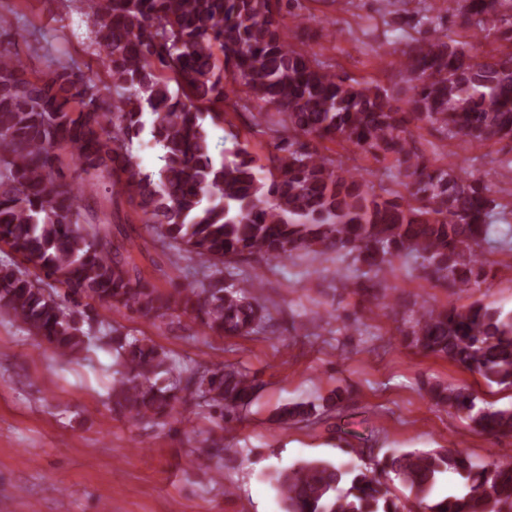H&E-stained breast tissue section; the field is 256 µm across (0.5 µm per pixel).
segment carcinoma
Instances as JSON below:
<instances>
[{
  "instance_id": "carcinoma-1",
  "label": "carcinoma",
  "mask_w": 512,
  "mask_h": 512,
  "mask_svg": "<svg viewBox=\"0 0 512 512\" xmlns=\"http://www.w3.org/2000/svg\"><path fill=\"white\" fill-rule=\"evenodd\" d=\"M282 0H84L93 17L103 75L68 62L32 74L19 49H0V314L20 322L61 357L86 349L90 302L162 321L180 305L211 333L248 336L269 314L256 280L224 284V264L259 254L346 255L373 277L393 257L413 253L438 280L481 282L473 245L490 231L492 200L481 182L461 176L457 154L438 165L416 146L413 122L439 128L448 144L512 139V51L478 58L455 41L424 32L402 53L407 111L377 84L336 73L335 66L288 42ZM506 0H464L455 25L482 33L508 25ZM247 115L251 131L275 152L268 165L245 143L216 157L205 116L226 124V102ZM259 111H251V103ZM161 150L158 176L141 169L133 142L144 130ZM335 143L375 160L393 159L406 194L377 195ZM76 161L67 181L60 151ZM108 181L159 239L211 270L208 284L160 293L142 277L124 242L88 213L83 187ZM408 335L415 347L512 388V315L482 303L465 309L424 306ZM116 376L112 411L135 421L168 416L194 402L237 419L259 388L229 365L196 370L185 383L158 380L171 371L166 351L147 337L111 336ZM430 401L463 414L480 431L512 436V406L476 408L468 387L436 385ZM316 405L283 406L286 425ZM380 469L314 459L273 476L283 512H402L390 483L414 496L417 512H512V463L478 461L456 448L386 454ZM454 474L455 494L431 496Z\"/></svg>"
}]
</instances>
